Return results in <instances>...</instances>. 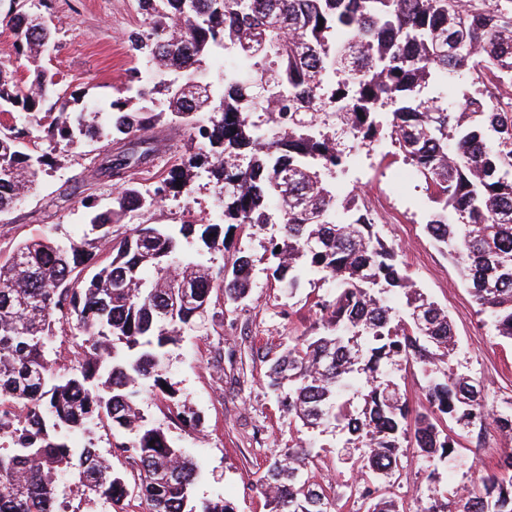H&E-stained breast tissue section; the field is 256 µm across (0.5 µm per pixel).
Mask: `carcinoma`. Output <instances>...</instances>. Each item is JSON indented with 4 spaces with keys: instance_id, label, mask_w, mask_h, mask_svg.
I'll return each instance as SVG.
<instances>
[{
    "instance_id": "1",
    "label": "carcinoma",
    "mask_w": 512,
    "mask_h": 512,
    "mask_svg": "<svg viewBox=\"0 0 512 512\" xmlns=\"http://www.w3.org/2000/svg\"><path fill=\"white\" fill-rule=\"evenodd\" d=\"M28 2L9 4L13 52L0 57V112L17 113L0 127V220L51 166L43 140L73 149L106 128L113 143L147 148L101 158L98 176L118 191L105 211L91 195L80 201L96 237L68 246L24 240L0 259V512H64L63 474L119 505L127 475L66 438L104 420L131 435L116 448L137 468L146 512H235L193 499L200 464L143 413L139 395L162 396L169 414L196 425L176 391L163 389V363L197 307L248 299L254 260L228 237L246 226H279L261 246L280 287L292 291L304 275L313 289L332 282L313 304L319 334L265 353L267 388L290 420L312 430L338 424L345 444L366 449L359 481L334 497L300 479L317 468L311 444L272 459L257 490L275 512H341L354 496L367 512H399L375 483L398 470L403 442L433 480L455 453L448 423L490 420L512 439L511 408L489 414L479 378L438 368L456 349L448 312L407 274L354 192L340 195L339 179L350 166L344 139L366 146L390 135L436 204L427 235L456 263L478 312L512 341V105H500L501 86L512 85V0H138L147 28L128 36L130 50L170 82H156L157 102L135 68L125 96L104 112L75 107L40 64L53 31ZM218 49L236 55V66L197 85ZM461 70L482 89L450 106L448 76ZM432 82L443 92L428 95ZM164 120L184 127L194 146L145 189L129 173L153 162L159 148L149 133ZM203 172L222 223L190 216L175 232L144 220L171 196L191 197ZM115 224L129 228L114 235ZM93 249L107 261L84 277ZM230 249V268L196 262ZM63 320L81 356L59 371L48 354ZM404 363L422 374L424 414H413L393 375ZM18 403L22 420L12 412ZM419 512H512V452Z\"/></svg>"
}]
</instances>
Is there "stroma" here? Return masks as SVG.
Wrapping results in <instances>:
<instances>
[{"mask_svg": "<svg viewBox=\"0 0 512 512\" xmlns=\"http://www.w3.org/2000/svg\"><path fill=\"white\" fill-rule=\"evenodd\" d=\"M42 14L55 30L42 63L56 75L61 88L86 105L107 104L118 97L135 64L127 37L144 24L137 0H48ZM156 131L171 151L135 174V181L146 187L169 166L171 152L190 145L183 127L165 123ZM109 147V141L101 139L85 143L75 153L57 154L42 184L0 225V256L8 255L20 241L48 233L62 244L90 237L80 201L91 194L100 208L111 207L112 183L93 174L94 158ZM346 181L364 205H381V212L373 216L381 239L397 250L424 292L447 310L458 340L452 361L482 379L488 410L512 402V343L497 337L487 318L478 314L458 270L426 235L432 203L424 181L411 174L409 165L384 139L358 150ZM187 214L212 224L220 222L207 177L197 179L190 198L167 200L150 219L155 224H178ZM276 230L270 224L264 234ZM264 234L234 232L241 247L257 258L249 298L211 307L206 326L185 333L165 362L167 380L195 413L197 427L171 418L163 402L150 393L141 397L145 413L186 455L199 461L196 499L227 500L236 512H271L269 502L256 489L269 458L311 434L310 429L289 421L266 389L267 365L257 352L277 347L289 337L311 334L314 295L305 282L292 292L274 282L261 259ZM458 441L461 465L441 470L434 481L427 479L414 448H407L390 488L402 512H417L429 498L471 485L500 455L512 451V440L503 438L491 424L483 435L466 432ZM341 442V433L334 429L319 436V467L305 472V479L325 486L354 480L359 454L343 453Z\"/></svg>", "mask_w": 512, "mask_h": 512, "instance_id": "35a3bbf8", "label": "stroma"}]
</instances>
